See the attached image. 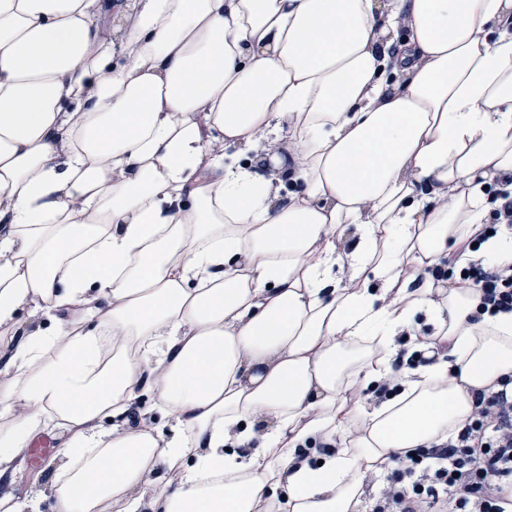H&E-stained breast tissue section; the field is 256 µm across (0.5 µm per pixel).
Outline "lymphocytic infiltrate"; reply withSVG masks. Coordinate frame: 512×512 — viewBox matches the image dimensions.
I'll use <instances>...</instances> for the list:
<instances>
[{
  "instance_id": "1",
  "label": "lymphocytic infiltrate",
  "mask_w": 512,
  "mask_h": 512,
  "mask_svg": "<svg viewBox=\"0 0 512 512\" xmlns=\"http://www.w3.org/2000/svg\"><path fill=\"white\" fill-rule=\"evenodd\" d=\"M461 276L478 291L481 311H512V264L472 263ZM499 385L476 392V410L457 435L407 451L373 512H423L437 503L451 512H504L502 487L512 485V375Z\"/></svg>"
}]
</instances>
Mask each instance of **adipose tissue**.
Masks as SVG:
<instances>
[{
	"label": "adipose tissue",
	"mask_w": 512,
	"mask_h": 512,
	"mask_svg": "<svg viewBox=\"0 0 512 512\" xmlns=\"http://www.w3.org/2000/svg\"><path fill=\"white\" fill-rule=\"evenodd\" d=\"M506 174L512 0H0V512H365L512 374ZM512 192L511 190H498L494 194V201H497L499 198L507 200L510 196V199L501 205L500 208H496L492 211L491 224H487L485 226L484 233L488 232V230H492L491 235H496L499 231H512ZM509 231V234H510ZM460 273L480 294L481 311L493 314L512 311V264L470 263ZM57 449L49 440H37L30 448L23 476L15 485V493L20 497L27 495L33 483H46L52 473L55 462L50 466L51 459L56 456Z\"/></svg>",
	"instance_id": "1"
}]
</instances>
